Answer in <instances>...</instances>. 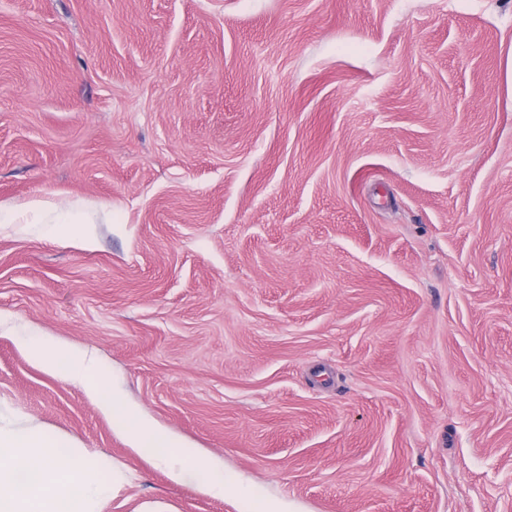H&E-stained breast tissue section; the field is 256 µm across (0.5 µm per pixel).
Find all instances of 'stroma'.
<instances>
[{"instance_id": "35a3bbf8", "label": "stroma", "mask_w": 512, "mask_h": 512, "mask_svg": "<svg viewBox=\"0 0 512 512\" xmlns=\"http://www.w3.org/2000/svg\"><path fill=\"white\" fill-rule=\"evenodd\" d=\"M512 0H0V407L101 512H512ZM217 461L130 448L18 326ZM28 211L31 213V218H27L24 223L17 222L18 216L15 212L4 210L0 206V223L1 224H85L84 220L77 218L76 212L79 211H65V212H51L46 210L39 202L32 203ZM203 474L202 489L208 495L224 498V492L230 488V482L224 475V467L208 464L206 467L198 465Z\"/></svg>"}]
</instances>
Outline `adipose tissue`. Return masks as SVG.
<instances>
[{
	"label": "adipose tissue",
	"mask_w": 512,
	"mask_h": 512,
	"mask_svg": "<svg viewBox=\"0 0 512 512\" xmlns=\"http://www.w3.org/2000/svg\"><path fill=\"white\" fill-rule=\"evenodd\" d=\"M16 344L45 372L82 383L99 408L118 421L131 445L148 450L153 463L166 469L172 481L180 483L199 473L206 494L220 497L229 489L223 467L210 464L194 472L190 450L175 446L165 431L122 406L92 353L35 334L17 337ZM128 482L120 466L50 436L41 427L0 416V512H99L102 502L119 496Z\"/></svg>",
	"instance_id": "adipose-tissue-1"
}]
</instances>
